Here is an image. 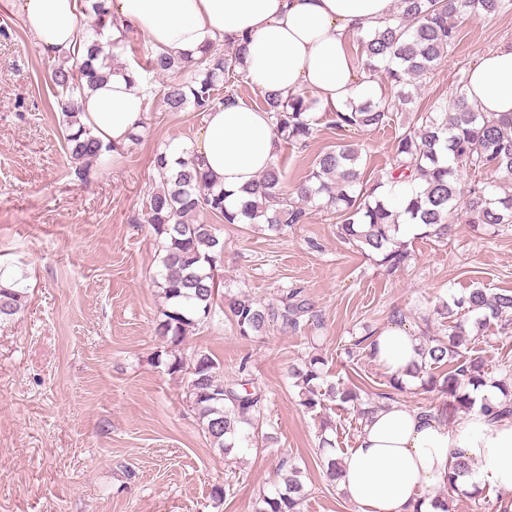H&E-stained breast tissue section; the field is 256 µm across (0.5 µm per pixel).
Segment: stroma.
<instances>
[{
    "label": "stroma",
    "instance_id": "35a3bbf8",
    "mask_svg": "<svg viewBox=\"0 0 512 512\" xmlns=\"http://www.w3.org/2000/svg\"><path fill=\"white\" fill-rule=\"evenodd\" d=\"M504 43H512V9L461 20L454 51L411 86L410 110L448 99ZM47 62L14 0H0V273L20 278L28 293L24 311L0 323V512H255L259 495L280 485L283 456L302 471L303 512H355L325 477L321 416L301 406L289 366L318 354L327 380L360 378L369 391L385 390L386 373L348 348L397 312L413 334H444L433 313L439 301L475 287L512 290V227L492 234L460 223L445 244L410 239L409 260L390 274L342 243L335 214L319 204L280 234L200 215L224 242V292L266 304L297 287L318 316L297 332L273 325L248 339L223 320L180 345L186 359L209 353L227 378L249 359L267 393L261 430L269 448L225 459L188 408L187 374L167 370V345L155 334L165 307L155 285L158 239L143 221L156 152L188 150L202 118L148 100L139 143L81 183ZM313 113L307 150L279 151L286 185L336 143L329 113L319 105ZM394 137L390 127L347 132L363 146V177L389 169ZM475 345L489 378L512 374V335L493 326ZM224 484L229 492L216 499L214 487Z\"/></svg>",
    "mask_w": 512,
    "mask_h": 512
}]
</instances>
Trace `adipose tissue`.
I'll return each mask as SVG.
<instances>
[{
	"instance_id": "obj_1",
	"label": "adipose tissue",
	"mask_w": 512,
	"mask_h": 512,
	"mask_svg": "<svg viewBox=\"0 0 512 512\" xmlns=\"http://www.w3.org/2000/svg\"><path fill=\"white\" fill-rule=\"evenodd\" d=\"M395 0H111L117 23L103 43L137 29L152 47L198 58L216 44L246 47L245 73L257 88L284 96L311 91L332 112L346 111L372 83L358 68L348 37L372 33L391 21ZM35 43L47 54L82 59L86 47L76 25L77 0H17ZM465 95L480 112L512 114V43L472 65ZM80 120L117 145L145 120L143 81L137 70L115 73L81 101ZM277 137L266 110L238 101L207 112L193 150L201 169L244 201L245 186L276 158ZM373 360L388 374L403 375L419 361V341L397 324L374 338ZM469 461L460 490H512V419L494 420L473 409L455 424L427 418L420 408L394 403L364 423L354 448L340 457L339 486L356 512H440L437 489L448 481L453 458Z\"/></svg>"
}]
</instances>
